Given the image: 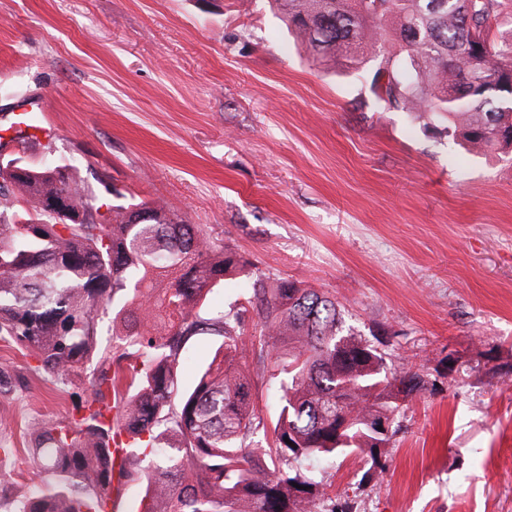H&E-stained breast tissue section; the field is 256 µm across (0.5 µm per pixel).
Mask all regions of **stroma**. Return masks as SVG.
<instances>
[{"label":"stroma","instance_id":"35a3bbf8","mask_svg":"<svg viewBox=\"0 0 512 512\" xmlns=\"http://www.w3.org/2000/svg\"><path fill=\"white\" fill-rule=\"evenodd\" d=\"M313 62L271 0H0V151L160 200L273 278L333 296L427 389L382 450L313 464L351 512H512V160L466 153ZM0 340V481L60 384Z\"/></svg>","mask_w":512,"mask_h":512}]
</instances>
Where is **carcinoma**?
Returning a JSON list of instances; mask_svg holds the SVG:
<instances>
[{
  "label": "carcinoma",
  "instance_id": "1",
  "mask_svg": "<svg viewBox=\"0 0 512 512\" xmlns=\"http://www.w3.org/2000/svg\"><path fill=\"white\" fill-rule=\"evenodd\" d=\"M273 2L320 63L353 69L369 49L380 101L470 151L512 155V0ZM98 183L53 162L0 163V338L51 377L90 382L74 413L43 423L29 457L43 484L0 486V512H102L121 494L120 420L131 439L123 485L147 480L138 512H323L325 490L303 462L356 455L383 468L406 402L427 390L422 370L388 371L377 345L343 332L325 293L270 280L163 203L103 205L122 193ZM241 273L246 304L203 312L214 287ZM205 334L221 344L185 391L181 351ZM249 353L254 376L240 365ZM257 377L279 399L270 429L255 410Z\"/></svg>",
  "mask_w": 512,
  "mask_h": 512
}]
</instances>
